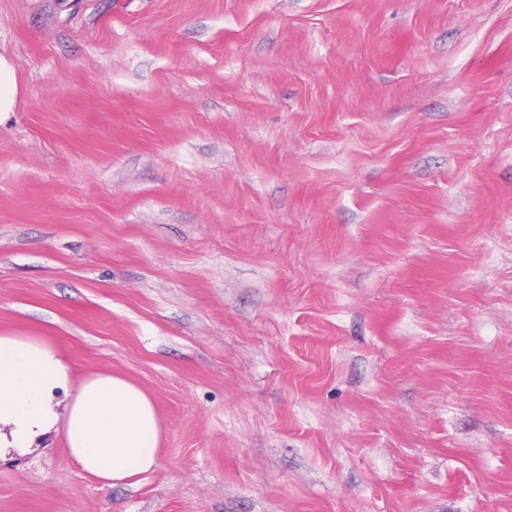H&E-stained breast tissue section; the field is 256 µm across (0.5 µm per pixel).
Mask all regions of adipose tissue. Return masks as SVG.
Listing matches in <instances>:
<instances>
[{"label":"adipose tissue","mask_w":512,"mask_h":512,"mask_svg":"<svg viewBox=\"0 0 512 512\" xmlns=\"http://www.w3.org/2000/svg\"><path fill=\"white\" fill-rule=\"evenodd\" d=\"M66 391L65 410L53 399ZM58 432L70 457L102 489L156 469L163 422L128 378L97 371L73 381L59 349L37 336L0 335V449H24Z\"/></svg>","instance_id":"1"}]
</instances>
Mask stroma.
<instances>
[{
	"instance_id": "stroma-1",
	"label": "stroma",
	"mask_w": 512,
	"mask_h": 512,
	"mask_svg": "<svg viewBox=\"0 0 512 512\" xmlns=\"http://www.w3.org/2000/svg\"><path fill=\"white\" fill-rule=\"evenodd\" d=\"M0 333L155 400L0 512H512V0H0ZM20 85L16 68L7 57L0 54V114L16 110Z\"/></svg>"
}]
</instances>
